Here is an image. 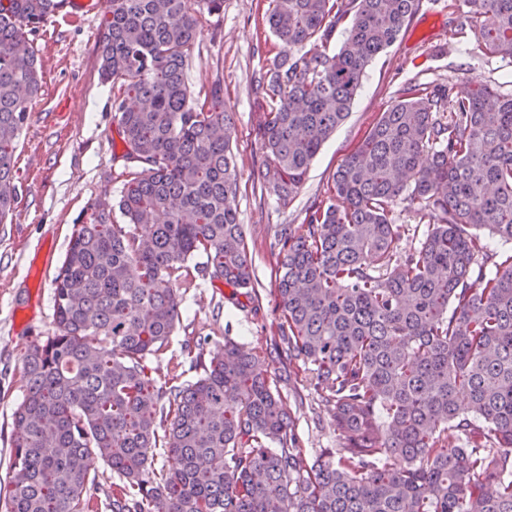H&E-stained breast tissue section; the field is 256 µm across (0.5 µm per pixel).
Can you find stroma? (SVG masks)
I'll use <instances>...</instances> for the list:
<instances>
[{
  "mask_svg": "<svg viewBox=\"0 0 512 512\" xmlns=\"http://www.w3.org/2000/svg\"><path fill=\"white\" fill-rule=\"evenodd\" d=\"M272 0H224L222 12L201 14L199 52L187 68L192 94L214 80L224 87V105L233 115L231 145L239 172L237 208L253 252L260 304L232 293L221 282L199 281L181 303L182 318L164 358H149L158 376L179 364L180 383L195 381L202 369L200 349L232 339L263 348L278 317L276 258L269 245L283 224L301 223L305 209L320 200L344 158L372 124L399 99L408 83L447 82L456 91L484 83L512 97V56L485 54L474 34L451 30L469 9L467 0H421L407 31L366 69L348 118L324 143L306 179L288 206L263 187L269 161L254 127L252 85L268 58L279 50L266 23ZM103 8L77 14L58 10L28 39L37 59L41 90L34 98L14 155L17 200L0 224V481H5L12 446V414L21 403L22 356L53 330L52 278L60 266L78 217L96 200L119 197L116 175L125 165L113 120L112 85L99 76L98 40ZM278 387L295 398L296 431L309 454L337 445L336 428L317 393L303 376L277 369Z\"/></svg>",
  "mask_w": 512,
  "mask_h": 512,
  "instance_id": "stroma-1",
  "label": "stroma"
}]
</instances>
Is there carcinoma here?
<instances>
[{"instance_id":"obj_1","label":"carcinoma","mask_w":512,"mask_h":512,"mask_svg":"<svg viewBox=\"0 0 512 512\" xmlns=\"http://www.w3.org/2000/svg\"><path fill=\"white\" fill-rule=\"evenodd\" d=\"M63 0H0V223L41 90L26 32ZM454 35L512 56V0H469ZM420 0H273L280 51L254 80L264 182L283 206L348 116L370 62ZM224 0H108L100 76L127 162L121 198L74 225L54 277V330L23 357L0 512H94L87 461L116 472L112 512H512V98L485 84H409L276 256V334L227 339L196 381L159 383L180 289L208 277L253 302L220 81L192 98L198 14ZM346 24L340 48L329 51ZM416 206L400 224L396 207ZM119 210L125 223L112 221ZM423 233L401 251L403 235ZM196 256L203 263L190 264ZM301 370L338 447H299L270 367ZM468 393L473 417L459 411ZM459 443H448V429ZM177 460L153 467L152 449Z\"/></svg>"}]
</instances>
